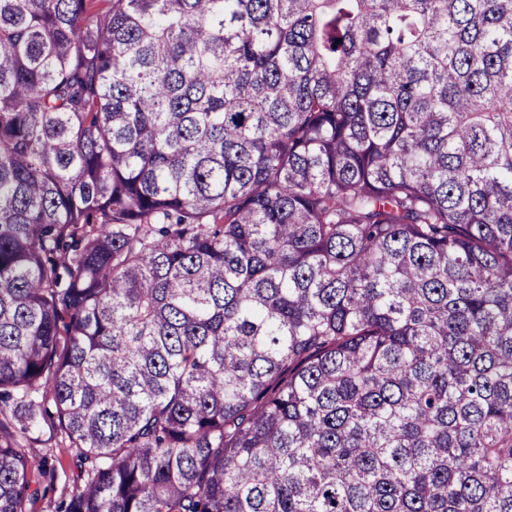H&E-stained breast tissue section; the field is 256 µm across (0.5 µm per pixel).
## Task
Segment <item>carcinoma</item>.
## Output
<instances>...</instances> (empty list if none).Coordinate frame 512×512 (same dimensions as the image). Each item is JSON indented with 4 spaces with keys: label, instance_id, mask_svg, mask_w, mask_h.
I'll return each instance as SVG.
<instances>
[{
    "label": "carcinoma",
    "instance_id": "1",
    "mask_svg": "<svg viewBox=\"0 0 512 512\" xmlns=\"http://www.w3.org/2000/svg\"><path fill=\"white\" fill-rule=\"evenodd\" d=\"M0 0V512H512V0ZM36 442H23L36 467L31 480L39 487V497L34 512H56L62 498L70 495L77 485L76 448H71L68 438L57 424L40 425Z\"/></svg>",
    "mask_w": 512,
    "mask_h": 512
}]
</instances>
